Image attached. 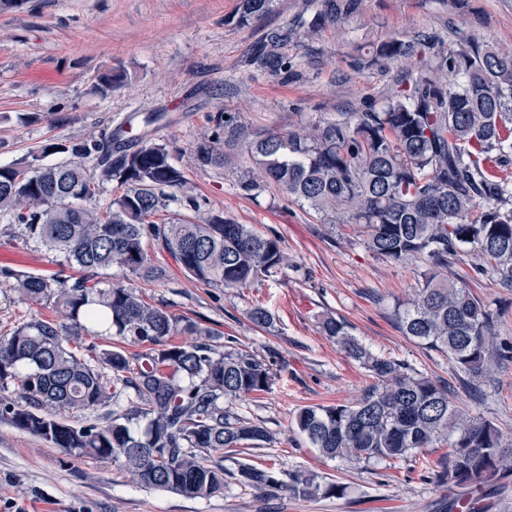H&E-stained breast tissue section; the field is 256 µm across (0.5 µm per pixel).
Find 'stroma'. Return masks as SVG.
I'll use <instances>...</instances> for the list:
<instances>
[{"instance_id":"1","label":"stroma","mask_w":512,"mask_h":512,"mask_svg":"<svg viewBox=\"0 0 512 512\" xmlns=\"http://www.w3.org/2000/svg\"><path fill=\"white\" fill-rule=\"evenodd\" d=\"M318 0H271L262 20L240 25L238 0H0V165L18 162L49 142L97 139L106 128L153 112L166 118L152 125V141L176 152L186 182L182 195L202 211H220L256 232L276 235L289 267L285 275L247 288H209L172 267L170 256L149 244L154 261L169 265L162 283L138 284L151 304L167 307L234 339L271 364L278 380L271 391L238 400L234 412L262 423L272 439L244 452L213 454L226 472L239 463L278 471H310L324 481L348 484L346 496H299L258 491L227 480L210 498H187L151 489L109 463L74 458L0 417V512H512V476L492 492L448 488L429 466L446 446L427 449L416 460L350 465L321 457L292 426L307 405L358 399L369 379L319 328L322 314L344 318L352 334L373 353L400 360L450 383L469 413L493 422L502 453L512 458V288L477 274L476 259L463 253L450 277L466 283L490 308L501 309L496 341L504 359L486 395L474 398L440 353L403 336L396 304L415 296L418 260L392 263L368 253L352 226L328 224L288 202L275 187L241 195L236 187L245 161L218 169L200 167L193 146L211 131V117L242 113L261 128L285 130L339 112L382 106L401 80H415L433 52L424 50L407 69L377 60L357 64L358 48L399 37L436 34L444 50L465 39H487L512 47V0H357L349 24L326 25L319 36L289 50L299 59L282 78L257 73L247 64L255 45L272 29L292 22ZM124 70L123 86L103 95L99 75ZM57 113L55 123L43 120ZM33 274L65 270L63 255L27 239L21 225L0 219V266ZM273 315L261 329L249 319L255 305ZM44 304L0 288V336L14 326L51 316Z\"/></svg>"}]
</instances>
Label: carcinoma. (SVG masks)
<instances>
[{
  "instance_id": "obj_1",
  "label": "carcinoma",
  "mask_w": 512,
  "mask_h": 512,
  "mask_svg": "<svg viewBox=\"0 0 512 512\" xmlns=\"http://www.w3.org/2000/svg\"><path fill=\"white\" fill-rule=\"evenodd\" d=\"M271 0H239L237 21L263 17ZM354 0H323L309 15L267 34L248 65L276 76L297 66L288 47L331 23L348 24ZM431 37L392 38L368 58L409 60ZM126 79L121 71L99 76L106 93ZM118 129L99 141L49 143L24 165L0 166V216L24 225L27 237L65 255L84 275L72 284L51 275L0 267V285L28 301L52 305L63 320L37 319L0 336V391L17 399L0 414L18 430L74 458L112 462L148 488L189 498L224 492L225 471L208 455L258 448L270 440L261 424L231 410L234 401L268 392L276 375L254 354L221 347L215 333L147 303L121 282L100 287V270L120 269L149 283L169 278L146 243L154 241L186 275L216 289L245 288L286 266L277 237H265L224 213H200L192 197L177 195L184 174L166 146L145 137L134 145ZM200 167H225L243 157L259 170L243 171L237 188L252 196L269 185L288 200L336 224L361 228L368 252L394 263L420 260L416 296L395 313L401 333L444 354L471 381L486 383L502 353L494 342L498 313L471 289L448 278V268L468 247L488 263L479 270L512 288V183L494 174L512 164V51L469 40L439 51L426 73L391 95L385 105L280 132L251 127L238 112H221L212 131L194 144ZM65 158L46 163L49 155ZM122 193L103 212L95 207L101 183ZM175 203L179 211L152 221ZM105 324L114 336L144 344L129 355L102 350L90 362L69 347ZM322 332L372 379L353 402L311 405L294 415L295 428L321 456L351 464L407 462L426 448L448 446L434 472L441 484L487 488L512 472L502 455L501 432L453 399L441 380L392 358L374 354L333 314ZM194 337L173 343L175 335ZM128 406L113 408L120 397ZM107 410L106 421L70 415ZM240 484L286 488L295 495L343 497L349 486L294 471L279 478L244 463Z\"/></svg>"
}]
</instances>
